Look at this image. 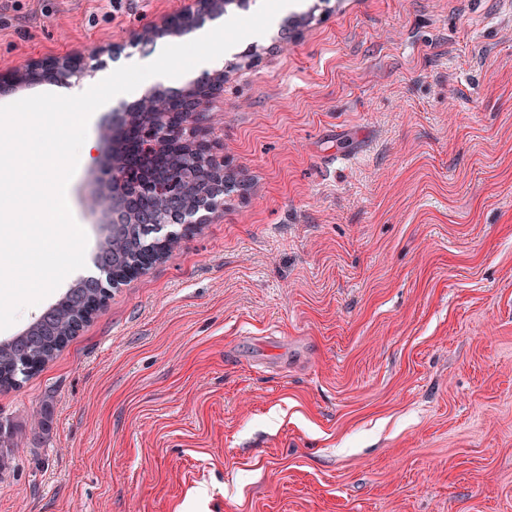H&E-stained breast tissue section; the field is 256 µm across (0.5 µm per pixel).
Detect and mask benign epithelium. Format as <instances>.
<instances>
[{
    "label": "benign epithelium",
    "mask_w": 512,
    "mask_h": 512,
    "mask_svg": "<svg viewBox=\"0 0 512 512\" xmlns=\"http://www.w3.org/2000/svg\"><path fill=\"white\" fill-rule=\"evenodd\" d=\"M195 5L196 11L171 17L160 27L146 28L133 40L149 41L155 36L179 33L187 20L204 12L218 14L224 11V0H195ZM95 59L94 55L86 57L78 53L73 57L16 66L8 75L0 77V95L20 84L43 80L67 84L73 78L80 79L92 72L95 65L91 61ZM219 85H224V73H204L175 92L162 88L151 90L125 113L123 136L134 137L137 148L106 169L107 192L97 200L93 209L96 222L108 229L107 238L120 237L127 225L138 224L152 238L154 246L167 247L196 225L193 216L184 213L180 205L182 195L187 191L186 183L194 180L214 185L224 180V156L217 152L202 125L208 103L220 93ZM162 150L196 153L204 157L205 166L194 165L190 178L174 170L164 179L143 176L138 165L139 156ZM109 250L110 246L106 244L99 252L101 274L79 284L81 288L95 289L104 301L113 288L143 272L140 267L118 272Z\"/></svg>",
    "instance_id": "7a95c632"
}]
</instances>
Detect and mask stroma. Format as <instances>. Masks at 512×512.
Instances as JSON below:
<instances>
[{"instance_id":"1","label":"stroma","mask_w":512,"mask_h":512,"mask_svg":"<svg viewBox=\"0 0 512 512\" xmlns=\"http://www.w3.org/2000/svg\"><path fill=\"white\" fill-rule=\"evenodd\" d=\"M191 4L0 0V72L118 43L91 85L246 14L132 44ZM217 69L236 187L0 388V512H512V0H299ZM148 89L89 120L85 268L0 341L95 274L100 130ZM17 425L8 419L0 421V473H6L12 466V448L16 437Z\"/></svg>"}]
</instances>
